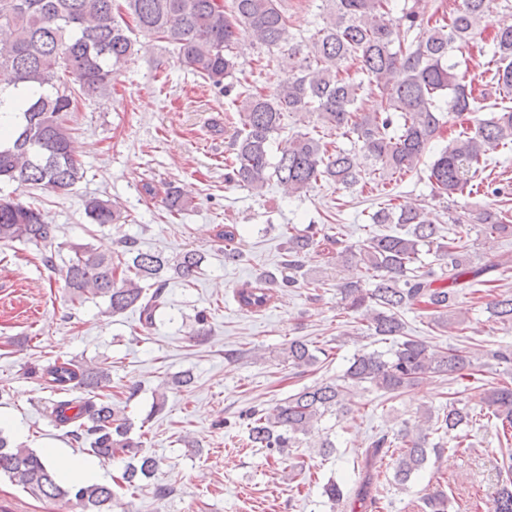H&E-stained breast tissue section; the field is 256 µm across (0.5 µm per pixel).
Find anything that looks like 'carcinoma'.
<instances>
[{
    "label": "carcinoma",
    "mask_w": 512,
    "mask_h": 512,
    "mask_svg": "<svg viewBox=\"0 0 512 512\" xmlns=\"http://www.w3.org/2000/svg\"><path fill=\"white\" fill-rule=\"evenodd\" d=\"M113 2L0 0V94L10 88L35 89L18 98L22 122L0 140V183L68 193L84 178L83 165L72 153L68 114L76 110L80 97H112V79L135 51L130 28L117 19ZM124 2L136 28L172 45L203 83L226 94L238 88L231 102L238 108L240 127L230 143L231 158L224 159V181L253 193H260L273 178L288 193L301 194L321 181L354 188L368 174L391 181L417 171L440 137L445 105L460 124L457 136L428 168V180L438 196L451 198L467 187L482 191L488 154L512 151V107L492 111L488 118L478 116L485 106L453 57V52L468 48L487 23L493 0H460L426 26L418 24L421 0L402 8L398 18L391 17L389 0H321L323 26L311 36L310 50L303 55L298 43L288 42V79L268 94L253 91L246 81L232 83L236 73L242 72L232 46L247 34L264 48L280 47L288 26L283 0H231L229 10L221 0ZM493 57L497 68L492 79L498 89L512 93V27L496 33ZM352 64L381 91L383 110L364 111L362 83L344 76ZM307 114L316 115L325 130L356 137L368 168H358L352 151L329 148L316 129L292 134L277 145L278 155H272L275 136L285 128V120ZM163 200L171 213L190 205L171 185L165 187ZM84 210L96 224L128 221L121 207L108 199L88 198ZM370 220L395 224L400 231L371 233L358 244L344 238L339 224L333 234L321 235L311 225L290 232L283 261L289 275L279 281H247L235 290L240 310L265 311L276 300L278 289L312 285L299 280L296 272L302 255L318 248L344 269L352 265L365 269L366 281L345 278L337 285L340 304L358 315L373 335L390 343L385 351L357 350L334 382L305 386L269 409L241 412L239 419L246 425L251 447L284 455L299 443V436L312 434L322 418L345 409L348 392L365 383L384 393H403L432 376L453 380L484 356L512 367L508 345L484 350L472 342L445 351L433 349L427 341L408 335L404 321L405 312L422 309L431 326L459 329L464 319L454 315V306L459 293L469 288L494 322L512 328V291L497 285L482 288L484 275L512 268V255L489 265L474 264L461 232L452 237L441 234L418 207L398 210L388 203ZM477 220L485 225L487 238H512L509 210L487 208L477 214ZM237 236L236 226H217L216 238L224 241V261L230 264L241 260L232 246ZM54 240V231L44 223L36 203L0 195L1 244L40 247L42 262L51 267ZM115 245L109 253L71 245L74 256L66 266L65 288L74 301L89 295L105 299L112 314L137 310L146 327L155 323L169 281L191 284L204 262L195 250L174 258L144 251L127 236L118 238ZM424 247L443 261L440 271L421 259ZM151 287L154 291L149 295ZM283 355L290 367L302 371L330 357L326 348L299 338L288 342ZM106 377L105 367L60 358L42 372L47 387L59 395L50 406L56 426L86 447L89 455L127 457L119 486L136 489L155 475L158 462L131 437L132 424L112 401L91 398ZM190 383L186 374L164 383L155 393L154 411L164 408L167 390ZM479 405L476 410L452 400L434 420L413 427L405 424L392 438L382 434L371 441L368 460L382 464L384 457H390L393 482L403 485L425 468L429 453L443 450V443L430 441L434 434L459 446L464 441L462 427L477 422L479 413L496 419L503 434L512 431L511 383L488 385L480 393ZM1 474L33 497L65 499L79 512H115L120 505L117 492L105 484L62 486L37 453L0 430ZM322 489L334 504L347 503L350 512L376 508L377 497L354 495L333 478ZM420 509L448 512V494L441 490L422 497ZM491 512H512L511 477L502 482Z\"/></svg>",
    "instance_id": "carcinoma-1"
}]
</instances>
